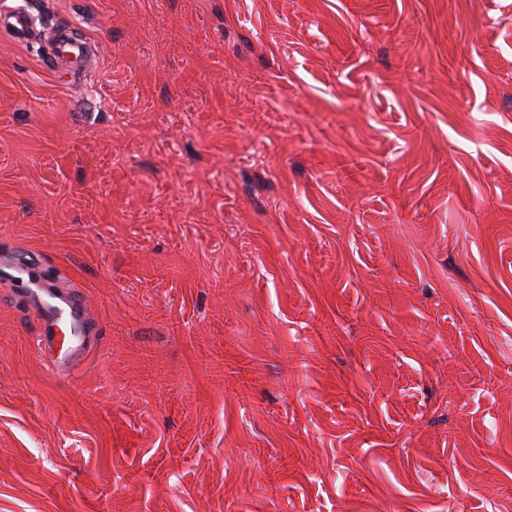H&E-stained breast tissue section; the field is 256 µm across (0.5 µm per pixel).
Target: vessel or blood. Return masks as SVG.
<instances>
[{"label":"vessel or blood","mask_w":512,"mask_h":512,"mask_svg":"<svg viewBox=\"0 0 512 512\" xmlns=\"http://www.w3.org/2000/svg\"><path fill=\"white\" fill-rule=\"evenodd\" d=\"M0 31L23 45L37 40L47 42L51 52L46 66L69 74L73 79L82 75L84 64L95 47L90 38L74 37L65 24L38 29L33 11L25 5L0 9ZM13 278L27 287L29 313L34 321H51L66 354L83 356L92 344L88 333L93 324L85 300L68 289L54 288L34 278L29 269L23 267L15 268Z\"/></svg>","instance_id":"vessel-or-blood-1"}]
</instances>
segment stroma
<instances>
[{"label": "stroma", "instance_id": "1", "mask_svg": "<svg viewBox=\"0 0 512 512\" xmlns=\"http://www.w3.org/2000/svg\"><path fill=\"white\" fill-rule=\"evenodd\" d=\"M0 34V512H512V0H29ZM63 24L38 30L36 16L27 6L2 7L0 9V31L7 32L18 44H33L36 39L51 45V52L45 65L53 70L69 74L71 80L83 75L85 62L95 48L94 42L88 37L76 38ZM11 278L26 285L29 314L34 321L48 320L56 326L52 341L58 344L62 338L66 354L83 356L92 344V339L85 334H90L93 324L85 300L66 288H52L34 278L27 268H15Z\"/></svg>", "mask_w": 512, "mask_h": 512}]
</instances>
